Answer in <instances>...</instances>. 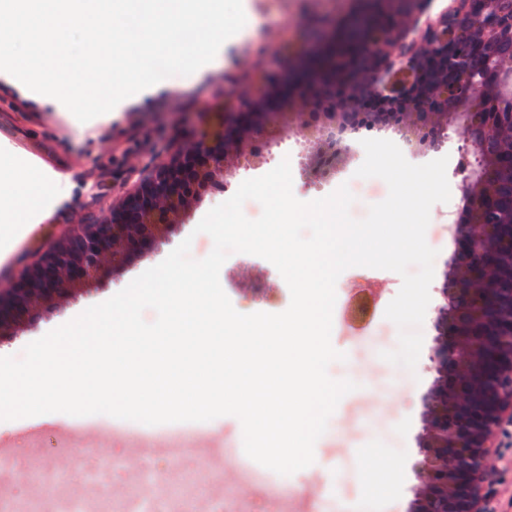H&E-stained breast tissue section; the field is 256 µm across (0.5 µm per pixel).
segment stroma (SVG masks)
Wrapping results in <instances>:
<instances>
[{"mask_svg": "<svg viewBox=\"0 0 512 512\" xmlns=\"http://www.w3.org/2000/svg\"><path fill=\"white\" fill-rule=\"evenodd\" d=\"M252 30H241L224 44L220 58L189 76H172L123 101L109 119L94 123L83 135L71 129L68 109L60 104L45 105L32 91H21L15 80L0 77V153H10L26 163L52 169L69 178L70 196L47 223L38 225L0 261V289L9 288L22 266L36 258L52 239L69 224L81 223L90 214L110 208L136 182L139 171L152 168L164 155L172 131L181 127L187 112L204 113L209 127L220 124L224 101L241 94L243 81L252 65L273 64L279 46L299 47L324 24L344 25L353 6L350 0H243ZM457 140H449L440 153L419 156V163L448 156L447 179L453 188L449 202L434 204L426 230V241L436 249L434 276L442 278L453 251L452 220L458 217L462 200L456 190L463 177L464 158ZM266 158L262 172H269L282 159H289L293 193L302 201L327 196L348 185L355 197L350 207L353 218H364L370 205L388 195L387 184L379 178L362 179L355 172L363 156L347 162L332 177L318 181L307 168V146L292 130L277 141L263 145ZM223 190H215L182 216L174 232L150 259L137 262L110 281L95 285L84 296L63 308L44 312L17 335L0 337V356L19 354L30 342L68 322L86 308L101 303L123 289L146 269L160 263L184 239H191L192 258L206 257L213 249L211 237L196 233L205 214L224 202ZM267 284L265 296L256 297L250 285L255 279ZM220 281L234 308L242 313H279L290 304L289 288L277 269L267 260L250 254H232L223 264ZM402 284L395 272L375 279L367 269L352 267L337 280L333 310V347L346 354V361L330 364L328 374L336 380L349 379L356 390L338 403L326 432L314 447V463L289 475L301 508L318 505L320 512H408L413 498L411 466L417 457L415 426H404V410L419 412V396L428 382L424 363L415 370L392 365L380 354L396 349L399 330L386 319L385 309ZM91 437L68 441L64 431L70 415L49 414L37 430L12 423L0 429L6 439L0 454V494L19 498L32 471L65 477V485L48 487L49 495L62 489H88L81 470L71 469L73 458L96 467H107L114 480V498L130 489L133 477L145 467L162 476L183 469L210 475L215 457L226 445L242 446V426L233 416L204 422L206 440L181 434L176 441L159 439L156 449L137 451L130 440L112 436L111 416H90ZM494 456L497 466V512H512V426L497 435ZM375 450L372 474H365L360 455Z\"/></svg>", "mask_w": 512, "mask_h": 512, "instance_id": "35a3bbf8", "label": "stroma"}]
</instances>
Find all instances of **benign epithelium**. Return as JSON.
<instances>
[{
	"label": "benign epithelium",
	"instance_id": "1",
	"mask_svg": "<svg viewBox=\"0 0 512 512\" xmlns=\"http://www.w3.org/2000/svg\"><path fill=\"white\" fill-rule=\"evenodd\" d=\"M488 3L447 0L433 15L428 0H363L362 12L396 14L400 22L379 51L360 47L371 58L372 75L357 85L353 105L344 82L329 75L300 89V109L290 112L278 103L257 112L285 70H254L249 98L225 106L220 130L174 142L108 213L67 226L23 267L0 293V332H13L155 255L172 225L225 170L258 168L262 161L253 146L272 142L288 127L317 138L335 164L357 155L369 123L377 133L401 129L399 147L412 157L438 151L455 137L468 160L459 190L487 183L493 174L489 129L512 125V112L502 111L503 102L512 101V72L491 66L472 35L477 19L488 34L502 33L501 17ZM463 70L479 85L502 91L494 110L488 99L467 101L457 90ZM453 240L426 356L430 379L420 399L410 512H496L490 448L502 424H512V318L500 314L512 301V282L497 276L500 251L512 246V238L502 239L498 225L483 224L466 210L453 225Z\"/></svg>",
	"mask_w": 512,
	"mask_h": 512
}]
</instances>
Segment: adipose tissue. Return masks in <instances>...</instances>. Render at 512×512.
<instances>
[{"label": "adipose tissue", "mask_w": 512, "mask_h": 512, "mask_svg": "<svg viewBox=\"0 0 512 512\" xmlns=\"http://www.w3.org/2000/svg\"><path fill=\"white\" fill-rule=\"evenodd\" d=\"M68 197L65 175L0 157V251L9 252L34 226L50 220Z\"/></svg>", "instance_id": "adipose-tissue-1"}]
</instances>
